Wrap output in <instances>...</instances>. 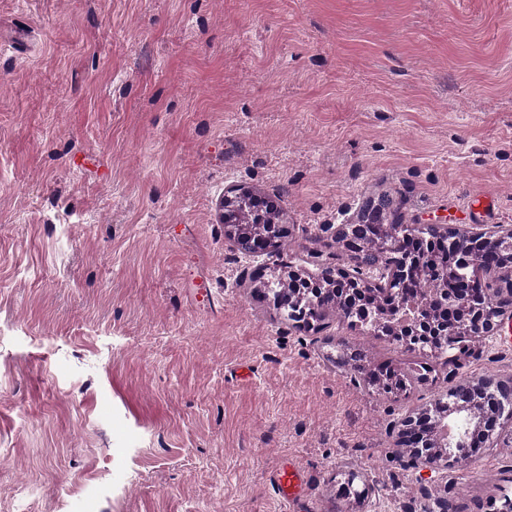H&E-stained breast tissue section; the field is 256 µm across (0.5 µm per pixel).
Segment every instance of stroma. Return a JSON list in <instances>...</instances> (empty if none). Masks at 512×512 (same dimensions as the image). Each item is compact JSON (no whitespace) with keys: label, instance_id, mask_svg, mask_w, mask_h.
Masks as SVG:
<instances>
[{"label":"stroma","instance_id":"1","mask_svg":"<svg viewBox=\"0 0 512 512\" xmlns=\"http://www.w3.org/2000/svg\"><path fill=\"white\" fill-rule=\"evenodd\" d=\"M231 185L285 245L237 249ZM382 199L412 229L512 226V0H0V512L512 497V419L422 483L396 445L454 382L512 377L511 327L386 395L362 369L410 355L258 293L346 266L337 228Z\"/></svg>","mask_w":512,"mask_h":512}]
</instances>
